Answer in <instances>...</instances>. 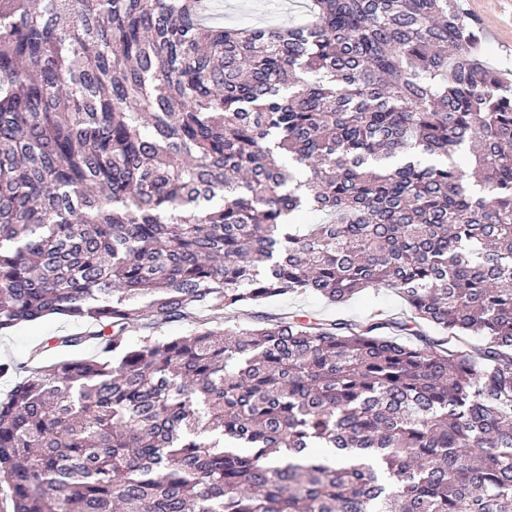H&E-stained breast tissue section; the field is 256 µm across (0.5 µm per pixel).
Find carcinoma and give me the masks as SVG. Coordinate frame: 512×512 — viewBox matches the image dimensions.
Instances as JSON below:
<instances>
[{"instance_id":"obj_1","label":"carcinoma","mask_w":512,"mask_h":512,"mask_svg":"<svg viewBox=\"0 0 512 512\" xmlns=\"http://www.w3.org/2000/svg\"><path fill=\"white\" fill-rule=\"evenodd\" d=\"M215 2L0 0V332L99 349L0 399L13 512H512V81L478 22ZM382 289L406 317H228ZM196 310L224 328L127 342ZM224 24L255 25L260 21L288 23L305 12L308 0H265L266 15L262 11L264 0H223ZM259 1V2H250Z\"/></svg>"}]
</instances>
